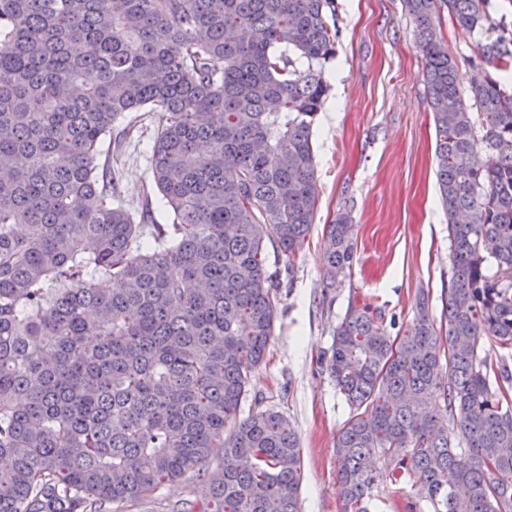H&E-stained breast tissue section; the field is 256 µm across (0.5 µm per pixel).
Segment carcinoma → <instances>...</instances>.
<instances>
[{"instance_id":"cac0c4a2","label":"carcinoma","mask_w":512,"mask_h":512,"mask_svg":"<svg viewBox=\"0 0 512 512\" xmlns=\"http://www.w3.org/2000/svg\"><path fill=\"white\" fill-rule=\"evenodd\" d=\"M480 36L469 91L440 10ZM490 0H405L436 129L451 278L438 325L402 335L351 307L326 368L351 409L336 443L345 512L376 455L435 512H512V41ZM335 0H0V512H124L204 479L196 512H300V440L240 416L275 334L266 242L314 224L311 130L330 86ZM149 106L153 183L174 214L135 220L98 144ZM483 150L477 149V144ZM327 225L323 282L353 262ZM220 466L209 469L210 459Z\"/></svg>"}]
</instances>
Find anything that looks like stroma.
<instances>
[{"label": "stroma", "mask_w": 512, "mask_h": 512, "mask_svg": "<svg viewBox=\"0 0 512 512\" xmlns=\"http://www.w3.org/2000/svg\"><path fill=\"white\" fill-rule=\"evenodd\" d=\"M336 54L325 65L327 102L312 133L318 201L303 250L295 259L268 246V269L282 283L276 332L266 360L251 379L243 413L275 408L294 425L301 445V512H343L338 491L336 441L350 409L329 376L325 359L333 331L349 306L370 308L397 326L410 323L420 297L434 319L450 279V241L439 202L435 125L417 45L416 23L404 0H336ZM442 36L469 88L478 35L441 17ZM158 116L142 112L117 165L125 205H150L157 223L172 212L153 191L151 157ZM354 224L352 271L324 290L322 255L327 224L342 209ZM392 464L377 463L369 512H434L414 479H392ZM207 484L185 478L161 488L155 499L127 512H159L160 504L184 508L204 499Z\"/></svg>", "instance_id": "stroma-1"}]
</instances>
